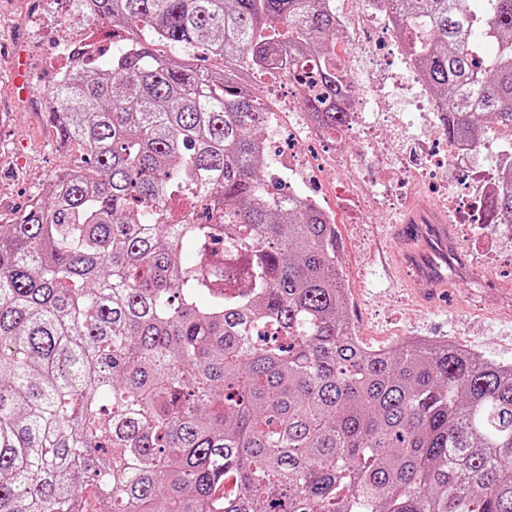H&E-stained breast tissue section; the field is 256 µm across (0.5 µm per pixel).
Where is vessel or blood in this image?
I'll return each instance as SVG.
<instances>
[{
  "label": "vessel or blood",
  "mask_w": 512,
  "mask_h": 512,
  "mask_svg": "<svg viewBox=\"0 0 512 512\" xmlns=\"http://www.w3.org/2000/svg\"><path fill=\"white\" fill-rule=\"evenodd\" d=\"M400 243L389 258L391 275L422 299L448 292V266L459 259L450 224L426 206H419L395 227Z\"/></svg>",
  "instance_id": "b4317fda"
}]
</instances>
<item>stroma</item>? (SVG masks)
Returning a JSON list of instances; mask_svg holds the SVG:
<instances>
[{
    "mask_svg": "<svg viewBox=\"0 0 512 512\" xmlns=\"http://www.w3.org/2000/svg\"><path fill=\"white\" fill-rule=\"evenodd\" d=\"M83 31L102 50L137 38L133 29L115 28L86 16L79 0H0V224L10 222L41 199L49 178L68 165L66 145L47 122L44 97L52 71L67 66L58 52L56 29ZM403 46L349 55L358 87L384 81L400 68ZM400 124L377 123L369 144L343 133V159L330 162L324 139L310 137L292 144L312 173L285 183L291 191L314 196L334 213L340 236L339 262L346 285V315L360 342L377 349L407 340H448L503 364H512V312L498 301L512 296V224H478L459 238L463 259L475 270L458 278L446 298L418 303L409 291L393 287L382 259L395 246L384 233L402 223L412 197L433 199L435 189L422 180L396 202L379 203L375 190L398 172L421 163L418 143L444 145L435 113L416 111L395 97Z\"/></svg>",
    "mask_w": 512,
    "mask_h": 512,
    "instance_id": "35a3bbf8",
    "label": "stroma"
}]
</instances>
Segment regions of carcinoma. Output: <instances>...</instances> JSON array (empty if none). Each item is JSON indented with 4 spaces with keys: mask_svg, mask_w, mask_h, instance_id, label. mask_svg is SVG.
<instances>
[{
    "mask_svg": "<svg viewBox=\"0 0 512 512\" xmlns=\"http://www.w3.org/2000/svg\"><path fill=\"white\" fill-rule=\"evenodd\" d=\"M331 2L84 0L143 37L49 92L81 164L0 224V512H512V364L364 347L336 224L264 173L234 72L312 63L304 107L348 130ZM388 2L448 146L512 136V0Z\"/></svg>",
    "mask_w": 512,
    "mask_h": 512,
    "instance_id": "1",
    "label": "carcinoma"
}]
</instances>
